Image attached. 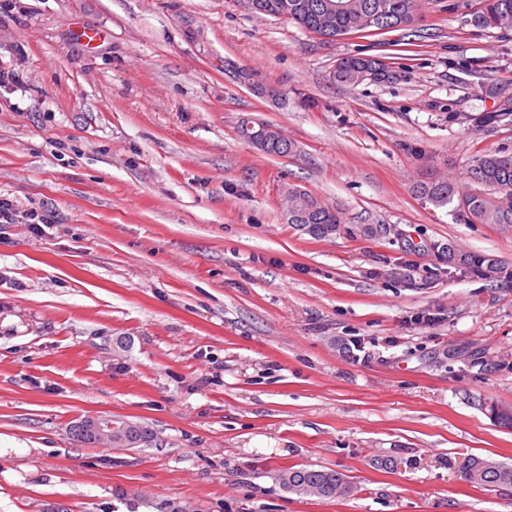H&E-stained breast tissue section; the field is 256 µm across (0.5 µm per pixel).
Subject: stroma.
<instances>
[{
    "instance_id": "35a3bbf8",
    "label": "stroma",
    "mask_w": 512,
    "mask_h": 512,
    "mask_svg": "<svg viewBox=\"0 0 512 512\" xmlns=\"http://www.w3.org/2000/svg\"><path fill=\"white\" fill-rule=\"evenodd\" d=\"M474 9L426 0L409 43L327 41L243 0H0V64L19 74L0 194L55 221L0 224V512H512V486L464 476L472 456L512 465V428L484 408L512 407V226L413 192L487 193L475 160L512 153V31ZM360 51L397 80L336 83ZM245 118L296 153L260 152ZM291 188L342 230L288 224ZM447 243L508 272L449 269ZM96 415L159 441L73 440ZM288 467L356 491L295 495Z\"/></svg>"
}]
</instances>
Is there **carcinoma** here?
Returning a JSON list of instances; mask_svg holds the SVG:
<instances>
[{"instance_id": "cac0c4a2", "label": "carcinoma", "mask_w": 512, "mask_h": 512, "mask_svg": "<svg viewBox=\"0 0 512 512\" xmlns=\"http://www.w3.org/2000/svg\"><path fill=\"white\" fill-rule=\"evenodd\" d=\"M282 5L286 20L320 36H342L352 32L378 34L405 30L409 37L421 36L415 27L419 0H269ZM476 26L512 30V0H478L472 13ZM378 69L380 82L395 76L393 67L382 58L353 54L340 59L333 79L348 86H358L368 79L372 69ZM474 180L493 189L490 194L463 191L456 183L438 179L419 183L415 195L435 207L453 206L458 221L463 224L512 225V153L489 150L480 155L472 169ZM288 215L291 224L317 238L336 233L341 223L338 212L305 191H288ZM439 259L448 266L474 270L493 277L498 270L495 259L482 254L464 253L448 245L437 250ZM466 478L484 487L512 485V466L501 462L471 457L465 467ZM282 487L292 493L332 499L353 491L350 481L335 470L287 468L278 475Z\"/></svg>"}]
</instances>
